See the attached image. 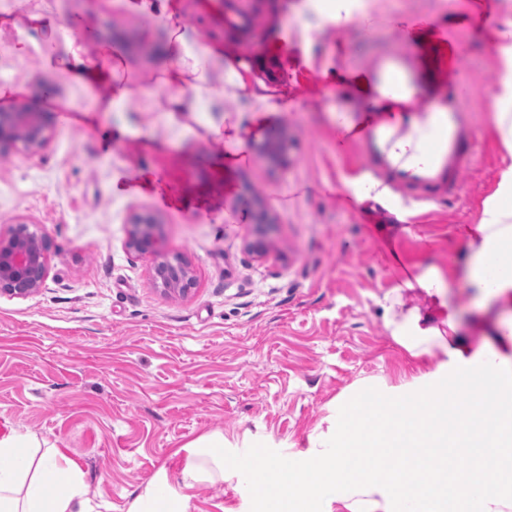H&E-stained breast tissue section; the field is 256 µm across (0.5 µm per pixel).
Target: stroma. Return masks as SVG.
I'll list each match as a JSON object with an SVG mask.
<instances>
[{
  "mask_svg": "<svg viewBox=\"0 0 512 512\" xmlns=\"http://www.w3.org/2000/svg\"><path fill=\"white\" fill-rule=\"evenodd\" d=\"M253 3L259 50L287 65L276 91L227 89L220 0H149L143 10L133 0H0V106L53 99L73 111L54 117L41 156L0 154V230L31 221L49 258L39 292L0 293V435L29 432L57 448L82 471L95 512H128L161 475L179 485L186 444L206 434L298 459L359 380L395 387L434 369L437 358L416 360L391 340L380 301L421 266L451 273L466 248L454 229L475 222L506 154L480 98L463 199L410 213L385 190L353 208L342 201L357 155L339 117L359 116L369 97L355 79L400 34L422 90H445L453 46L482 90L496 76L488 27L501 21L499 0H369L367 21L339 24L317 0ZM167 9L191 47L214 51L223 111L159 84L175 63ZM31 12L55 31L31 30ZM73 19L87 55L118 65L116 80L46 64L64 56ZM119 84L130 89L122 103ZM176 99L184 111H173ZM275 125L288 131L281 163L256 149ZM259 210L273 224L262 259L244 247ZM137 214L158 219L167 251L190 268L186 295L165 294L152 257L127 249ZM189 494L190 512H250L233 470Z\"/></svg>",
  "mask_w": 512,
  "mask_h": 512,
  "instance_id": "stroma-1",
  "label": "stroma"
}]
</instances>
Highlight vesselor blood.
<instances>
[{"label": "vessel or blood", "instance_id": "vessel-or-blood-1", "mask_svg": "<svg viewBox=\"0 0 512 512\" xmlns=\"http://www.w3.org/2000/svg\"><path fill=\"white\" fill-rule=\"evenodd\" d=\"M224 27L233 35V52L229 64L239 68L240 57L249 55L258 27L256 14L244 0H225ZM408 50L401 47L381 53L368 75L371 87L406 95L410 114L428 133L430 159L417 168L407 170L402 160L389 155L391 143L385 133L371 128L355 139L360 160L356 175L371 174L383 185L402 192L405 201L460 200L464 193V175L476 155L477 140L472 133L475 125L470 101L474 91L470 86L451 82L442 95L431 96L413 89L412 70L408 65ZM287 69L282 59L266 58L259 74L271 86L280 85Z\"/></svg>", "mask_w": 512, "mask_h": 512}]
</instances>
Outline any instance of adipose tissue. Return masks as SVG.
Segmentation results:
<instances>
[{
    "label": "adipose tissue",
    "mask_w": 512,
    "mask_h": 512,
    "mask_svg": "<svg viewBox=\"0 0 512 512\" xmlns=\"http://www.w3.org/2000/svg\"><path fill=\"white\" fill-rule=\"evenodd\" d=\"M504 33L496 44L497 78L491 124L512 153V0L505 6ZM165 28L178 55L165 72V83L192 76L197 95L210 96L215 110H223L224 96L208 85L206 69L187 43L181 19L165 15ZM467 246L451 276L427 265L406 286L424 292L433 309L406 305L400 288L381 301L384 327L393 342L411 357H439L451 363L452 353L472 360L483 346L499 359L512 362V161L501 166L495 188L474 223L462 229ZM463 283L460 296H451L449 279ZM182 471V486L174 488L158 477L132 501L129 512H189L185 491L224 476V437L213 434L190 443ZM55 485L47 493V485ZM82 473L51 450L41 449L35 435L0 436V512H87Z\"/></svg>",
    "instance_id": "obj_1"
}]
</instances>
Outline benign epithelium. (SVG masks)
Instances as JSON below:
<instances>
[{"label": "benign epithelium", "instance_id": "1", "mask_svg": "<svg viewBox=\"0 0 512 512\" xmlns=\"http://www.w3.org/2000/svg\"><path fill=\"white\" fill-rule=\"evenodd\" d=\"M52 134L50 121L23 104L15 112H0V151L13 147L24 155L36 156L49 146ZM271 228L267 217L261 214L251 236L245 240L246 249L258 258L268 255L267 236ZM126 246L155 259L153 277L162 282L165 290L187 292L193 281L191 272L180 256L165 250L160 226L153 217H134ZM48 268L46 245L29 229V221H18L7 234H0L1 293L26 297L38 292L45 285Z\"/></svg>", "mask_w": 512, "mask_h": 512}]
</instances>
